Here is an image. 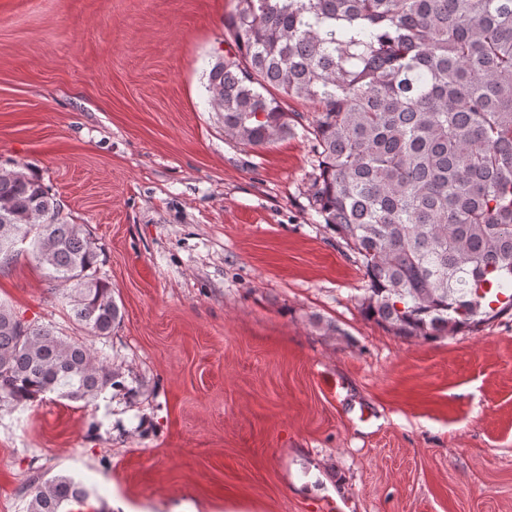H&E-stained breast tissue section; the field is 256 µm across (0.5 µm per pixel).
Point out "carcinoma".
I'll list each match as a JSON object with an SVG mask.
<instances>
[{
  "mask_svg": "<svg viewBox=\"0 0 512 512\" xmlns=\"http://www.w3.org/2000/svg\"><path fill=\"white\" fill-rule=\"evenodd\" d=\"M234 51L207 76L224 135L262 148L296 134L286 97L318 104L310 207L358 255L361 314L434 340L512 309V0H233ZM29 243L74 320L123 318L101 249L40 180L0 169V262ZM116 373L79 339L0 303V407L58 393L88 403ZM70 476L27 512L89 501Z\"/></svg>",
  "mask_w": 512,
  "mask_h": 512,
  "instance_id": "obj_1",
  "label": "carcinoma"
}]
</instances>
